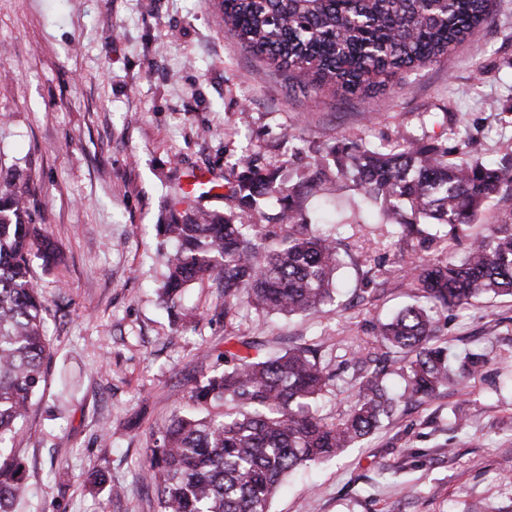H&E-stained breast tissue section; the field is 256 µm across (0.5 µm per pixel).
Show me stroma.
<instances>
[{"label":"stroma","instance_id":"obj_1","mask_svg":"<svg viewBox=\"0 0 512 512\" xmlns=\"http://www.w3.org/2000/svg\"><path fill=\"white\" fill-rule=\"evenodd\" d=\"M452 125L487 157L512 153V0L406 87L344 99L289 83L204 0H0V169L28 183L33 219L62 252L32 266L51 350L16 442L28 489L15 512H159L143 473L152 436L228 336L267 352L319 348L334 375L319 412L344 417L365 373L359 344L414 301L406 260L462 254L512 212V192L440 243L402 236L359 194L337 192L311 218L339 244L340 291L313 316L225 310L207 279L171 316L155 226L188 171L219 182L204 204L226 212L240 159L300 169L340 139L389 151L406 137L446 141ZM437 320L451 353L484 354L482 371L399 403L373 435L287 478L270 512H512V297ZM460 415L467 430L454 427ZM96 471L106 481L92 488Z\"/></svg>","mask_w":512,"mask_h":512}]
</instances>
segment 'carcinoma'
I'll list each match as a JSON object with an SVG mask.
<instances>
[{"instance_id":"1","label":"carcinoma","mask_w":512,"mask_h":512,"mask_svg":"<svg viewBox=\"0 0 512 512\" xmlns=\"http://www.w3.org/2000/svg\"><path fill=\"white\" fill-rule=\"evenodd\" d=\"M493 0H220L224 29L288 80L339 97L407 85L415 70L438 62L490 16ZM456 145L408 138L383 152L339 142L312 158L296 177L284 167L243 161L229 186L237 211L229 216L180 194L157 231L176 243L161 257L169 310L186 286L210 279L224 288V309L248 301L279 314L311 315L335 300L340 264L336 242L315 234L310 199L350 189L408 235L420 226L448 227L455 238L501 191H512V155L488 161L470 136ZM15 173L0 175V512H13L26 491V467L14 440L45 379L46 306L31 277L33 259L54 263L56 244L33 224L30 195ZM280 203L288 235L265 246L254 222L261 203ZM409 287L430 306L410 305L381 324L375 342L409 357L395 394L381 371L361 376L347 416L328 422L314 411L332 374L311 347L259 354L245 336L225 341L224 368L194 382L190 405L174 410L149 448L147 476L159 512H269L283 479L371 434L401 400H426L443 386L465 384L483 366L472 353L454 369L448 348L433 343L431 310L485 295L512 296V212L477 239L467 254L424 263L407 260ZM258 355H251V351ZM231 403L232 407L216 411Z\"/></svg>"}]
</instances>
